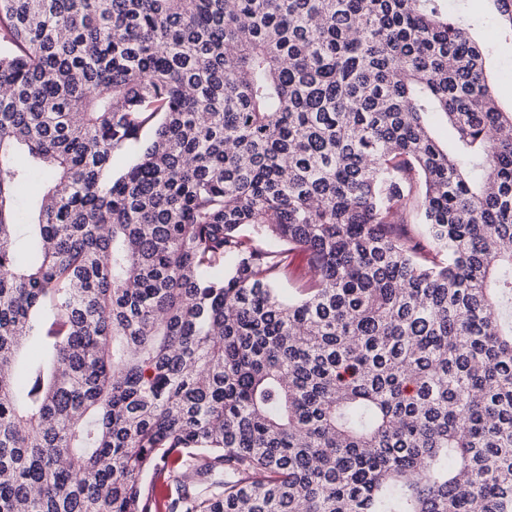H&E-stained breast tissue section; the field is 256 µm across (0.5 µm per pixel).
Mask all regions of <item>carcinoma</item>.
Returning <instances> with one entry per match:
<instances>
[{
    "label": "carcinoma",
    "instance_id": "1",
    "mask_svg": "<svg viewBox=\"0 0 512 512\" xmlns=\"http://www.w3.org/2000/svg\"><path fill=\"white\" fill-rule=\"evenodd\" d=\"M442 2L0 0V512H512V110Z\"/></svg>",
    "mask_w": 512,
    "mask_h": 512
}]
</instances>
